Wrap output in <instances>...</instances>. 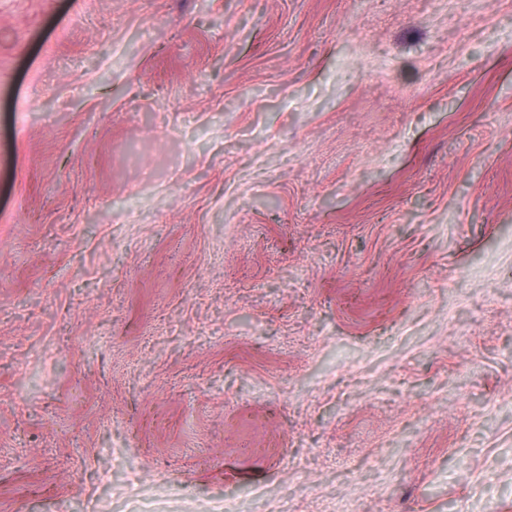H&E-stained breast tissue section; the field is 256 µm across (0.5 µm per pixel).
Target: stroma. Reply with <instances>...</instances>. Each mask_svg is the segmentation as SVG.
Masks as SVG:
<instances>
[{"instance_id": "obj_1", "label": "stroma", "mask_w": 512, "mask_h": 512, "mask_svg": "<svg viewBox=\"0 0 512 512\" xmlns=\"http://www.w3.org/2000/svg\"><path fill=\"white\" fill-rule=\"evenodd\" d=\"M512 512V0H0V512Z\"/></svg>"}]
</instances>
